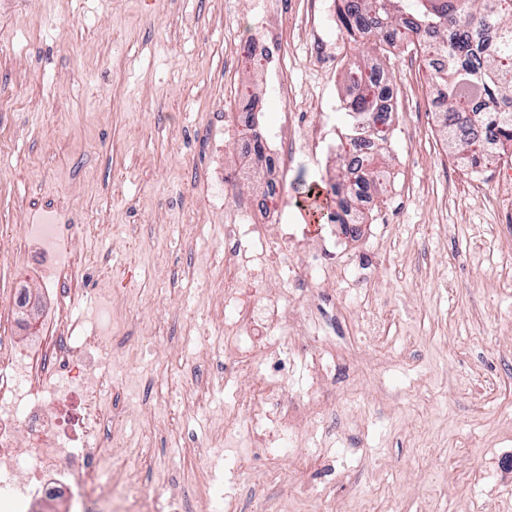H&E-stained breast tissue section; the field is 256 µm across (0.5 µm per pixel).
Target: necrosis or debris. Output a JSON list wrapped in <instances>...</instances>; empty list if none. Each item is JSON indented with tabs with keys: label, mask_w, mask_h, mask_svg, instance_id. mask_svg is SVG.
I'll list each match as a JSON object with an SVG mask.
<instances>
[{
	"label": "necrosis or debris",
	"mask_w": 512,
	"mask_h": 512,
	"mask_svg": "<svg viewBox=\"0 0 512 512\" xmlns=\"http://www.w3.org/2000/svg\"><path fill=\"white\" fill-rule=\"evenodd\" d=\"M286 22L277 0H260L249 53L265 56L274 31ZM291 121V114H282L278 127L268 130L263 161L272 174L270 187L264 199L227 214L218 249L224 334L237 353L236 367L251 371L257 364L250 351L276 354L288 343L282 296L255 294L263 277L275 272L286 287L314 288L335 258L339 240L355 238L360 230L356 213H349L304 265L289 257L304 247L305 235H270V226L283 220L278 200L280 177L288 169ZM72 233L67 224H45L36 231V266L43 288L56 295L54 308L29 341L0 346V506H20L40 496L71 504L86 497L111 503L139 493L137 469L114 472L101 450L103 419H119L103 413V395L112 389V353L81 315L85 291L77 282L81 268L68 254ZM290 414L279 380L268 377L259 397L245 407L244 422L258 447L280 448L288 444Z\"/></svg>",
	"instance_id": "4bbe7bcc"
}]
</instances>
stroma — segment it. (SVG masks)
Segmentation results:
<instances>
[{
  "label": "stroma",
  "instance_id": "obj_1",
  "mask_svg": "<svg viewBox=\"0 0 512 512\" xmlns=\"http://www.w3.org/2000/svg\"><path fill=\"white\" fill-rule=\"evenodd\" d=\"M256 0H0V241L26 224L76 225L70 248L96 289L84 319L113 347L134 429L108 442L136 466L145 497L164 503L180 476L188 512H212L208 465L239 461L234 512H512V190L496 193L512 160L462 166L451 156L420 88L429 74L414 52L376 55L341 28L325 34L323 69L309 35L279 31L282 76L295 104L271 93L272 73L236 56ZM382 68L397 106L393 137L375 163L380 208L366 236L341 256L349 279L372 278L363 296L338 283L320 298L288 291L290 321L312 309L335 319L332 336H292L261 373L225 376L202 409L191 392L188 345L219 336L224 273L192 277L194 251L220 238L225 212L265 196L251 169L222 208L206 189L240 153L213 118L226 109L224 71L262 105L260 126L298 106L327 137L298 150L283 180L285 221L303 225L294 189L331 187L348 128V64ZM339 357L332 381L304 398L309 355ZM281 376L296 402L293 443L276 457L236 430L239 403L264 373ZM224 419L219 446H190L206 415Z\"/></svg>",
  "mask_w": 512,
  "mask_h": 512
}]
</instances>
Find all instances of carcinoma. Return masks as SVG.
<instances>
[{
    "instance_id": "carcinoma-1",
    "label": "carcinoma",
    "mask_w": 512,
    "mask_h": 512,
    "mask_svg": "<svg viewBox=\"0 0 512 512\" xmlns=\"http://www.w3.org/2000/svg\"><path fill=\"white\" fill-rule=\"evenodd\" d=\"M340 27L353 38L366 40L372 51L382 46H406L427 60L448 56V66L431 77L448 88L442 101L441 128L446 143L468 153L467 159L488 158L476 129L498 138L501 151L512 147V0H337ZM348 81L356 95L346 104L347 139L353 143L383 141L389 115L377 108L383 89L374 75L351 67ZM482 97L481 111L472 110V96ZM351 166L343 168L334 193L346 192L339 201L336 223H343L349 200L366 194L373 168L350 180ZM299 203L312 216L321 214L319 193L308 186Z\"/></svg>"
}]
</instances>
